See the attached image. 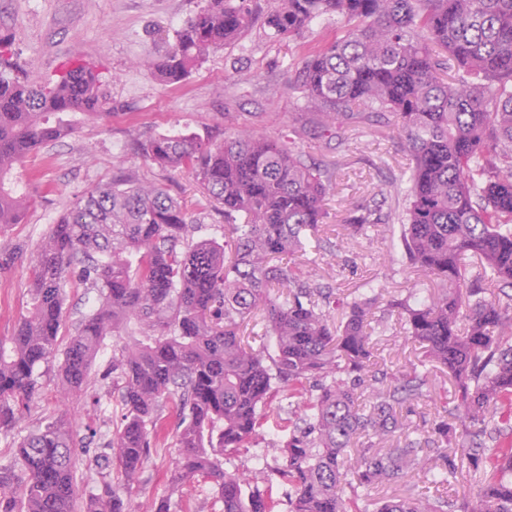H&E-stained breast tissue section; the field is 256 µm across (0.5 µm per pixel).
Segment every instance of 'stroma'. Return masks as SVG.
I'll return each mask as SVG.
<instances>
[{
  "label": "stroma",
  "instance_id": "stroma-1",
  "mask_svg": "<svg viewBox=\"0 0 512 512\" xmlns=\"http://www.w3.org/2000/svg\"><path fill=\"white\" fill-rule=\"evenodd\" d=\"M205 0H0V32L11 34L17 63L30 82L49 78L60 64L81 57L104 68L107 92L116 108L105 122L82 121L80 131L31 154L14 172L36 198L24 223L11 227L0 243L20 244L26 251L15 267L0 275V338L13 336L29 300L28 267L52 224L89 189L110 177L129 174L143 182L164 184L183 199L197 225L194 239L224 238V216L212 210L192 178L168 174L145 160L133 145L175 130L200 138H223L246 128L258 134L292 140L308 162L333 173L328 218L320 236L322 252L298 257L300 272H313L320 283L351 298L376 297L384 323L373 335L381 368L427 372L426 398L408 413L417 438L432 436L447 421L449 436L461 435L462 424L447 407L454 392L448 372L426 361L407 339L390 301L433 292L436 281L400 258L395 224H378L352 233L346 224L350 209L372 204L388 183L408 167L392 117L346 131L344 138L315 137L316 116L293 91L302 57L296 42L271 38L264 15L271 0H257L256 17L237 41L217 49L178 84L157 81L139 61L147 53L162 54L188 18ZM58 365L50 363L31 411L17 419L10 435H0V455L11 440L26 435L44 419L72 418L107 433L120 424L123 409L111 383L83 396L62 400L57 388ZM177 455L173 440L154 450L144 471L121 495L136 512H148L153 499L166 492L168 470ZM432 473L407 469L378 485L371 499L432 493ZM211 483L195 479L183 496L172 498L170 512H221Z\"/></svg>",
  "mask_w": 512,
  "mask_h": 512
}]
</instances>
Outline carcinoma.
I'll return each mask as SVG.
<instances>
[{
    "mask_svg": "<svg viewBox=\"0 0 512 512\" xmlns=\"http://www.w3.org/2000/svg\"><path fill=\"white\" fill-rule=\"evenodd\" d=\"M255 9L256 0H206L164 54L141 64L180 83L239 39ZM331 17L336 34L302 58L293 88L321 115L324 134L395 118L408 174L347 223L400 225L407 259L440 283L394 307L424 356L456 381L467 449L490 467L474 477L461 512H512V294L487 297L479 287L512 286V0H272L264 23L273 37L297 40ZM12 44L0 34V235L35 202L8 178L14 167L74 133L76 115L105 121L113 110L93 66L72 59L30 83ZM141 150L161 170L188 174L224 213L231 256L214 240H190L189 212L158 184L119 176L87 192L50 227L30 268L27 315L0 340V434L30 409L37 368L57 356L64 287L75 280L97 302L72 323L58 370L65 393H87L109 337L131 327L140 336L112 350L102 376L120 386L124 415L103 442L111 454L85 462L99 480L82 512H130L122 484L170 436L178 455L151 512H169L171 495L199 477L214 484L223 512H280L249 474L225 468L271 429L288 433L268 470L288 489L286 512H366L359 488L421 465L438 440L394 443L400 409L425 397L427 378L377 368L372 302L351 301L333 326V290L294 276L298 253L320 247L329 171L279 137L247 131L221 141L164 134ZM23 254L1 246L0 270ZM250 321L262 325L256 345L241 336ZM279 392L286 418L271 407ZM173 399L181 417L170 430L161 413ZM83 444L61 418L11 442L0 512H76ZM441 459L433 494L382 498L374 512H456L440 487L457 465Z\"/></svg>",
    "mask_w": 512,
    "mask_h": 512,
    "instance_id": "cac0c4a2",
    "label": "carcinoma"
}]
</instances>
